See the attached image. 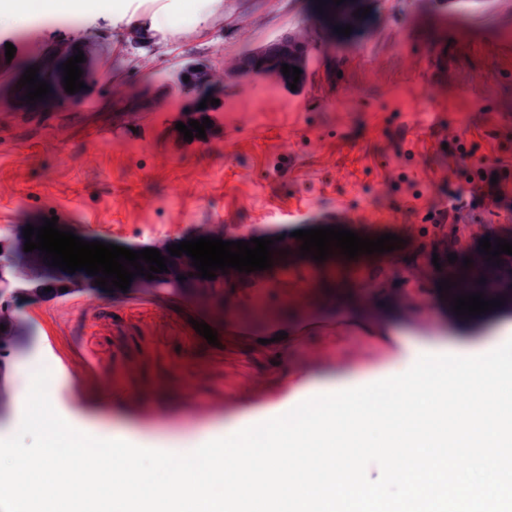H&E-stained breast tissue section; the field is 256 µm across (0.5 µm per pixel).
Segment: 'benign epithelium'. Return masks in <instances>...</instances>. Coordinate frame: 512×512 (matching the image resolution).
Instances as JSON below:
<instances>
[{
  "label": "benign epithelium",
  "instance_id": "obj_1",
  "mask_svg": "<svg viewBox=\"0 0 512 512\" xmlns=\"http://www.w3.org/2000/svg\"><path fill=\"white\" fill-rule=\"evenodd\" d=\"M307 46V41L296 38L275 40L240 58L236 63L233 77L243 82L272 81L287 90L289 83L293 82V77L283 75L281 66L288 64L300 68V81L297 83L300 87L306 83L308 76ZM185 76L189 77V81L183 80ZM176 79L192 94L190 112L194 115L203 117L219 109V106L211 104L204 109L198 108L202 99L206 97L219 98L222 88V84L211 80L208 73L198 64L190 62L183 64L177 72ZM50 94L55 96L64 107L71 108L80 104L79 94H69L64 87L55 83L52 84ZM0 254L11 258L8 263H0V324L6 327L5 331H0V351L17 346L23 339L22 320L16 314L19 304L40 298H63L66 293L62 288H67L78 281H95V277L86 274L83 270L69 274L47 265L43 262V254L37 249L26 252L19 245L2 246ZM166 258H168V271L154 274L152 280L137 275L131 281V285L140 288L156 284L164 287L199 284L196 279L178 280V275L192 267L189 256L183 254L177 257L168 254ZM46 287L51 288V291H44Z\"/></svg>",
  "mask_w": 512,
  "mask_h": 512
}]
</instances>
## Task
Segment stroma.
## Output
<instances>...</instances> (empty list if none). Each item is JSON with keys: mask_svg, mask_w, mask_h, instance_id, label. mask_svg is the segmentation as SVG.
I'll return each instance as SVG.
<instances>
[{"mask_svg": "<svg viewBox=\"0 0 512 512\" xmlns=\"http://www.w3.org/2000/svg\"><path fill=\"white\" fill-rule=\"evenodd\" d=\"M363 7L368 15L355 16ZM333 19L351 25L350 35L330 28ZM297 34L309 40L300 90L225 82L206 143L185 144L176 125L189 120V96L174 82L177 62L219 71ZM67 43L98 69L81 104L24 102V72ZM452 134L480 144L468 168L512 161V0H221L209 17L195 0L161 12L151 0H83L74 14L46 18L35 6L24 18H0V236L53 217L89 242L128 248L143 240L164 251L192 239L195 225L221 219L304 230L337 224L364 238L402 239L399 249L364 255L372 267L441 263L425 281L427 311L403 307L391 286L356 288L366 318L389 335L340 367L306 359L308 346L332 352L347 343L325 335L346 310L319 289L311 306L285 303L259 317L248 306L224 315L212 294L197 306L171 293L108 302L92 285L23 305L25 345L0 375V438L15 432L23 367L49 369L65 421L163 448L222 423L246 427L284 414L319 384L378 381L396 355L491 335L512 315V258L495 265L498 285L484 291L502 306L459 316L438 284L468 269L432 249L430 237L409 233L448 197ZM403 173L415 190L399 184ZM196 320L217 344L196 332ZM276 324L288 336L273 343ZM247 378L262 379L263 391L237 397Z\"/></svg>", "mask_w": 512, "mask_h": 512, "instance_id": "stroma-1", "label": "stroma"}]
</instances>
